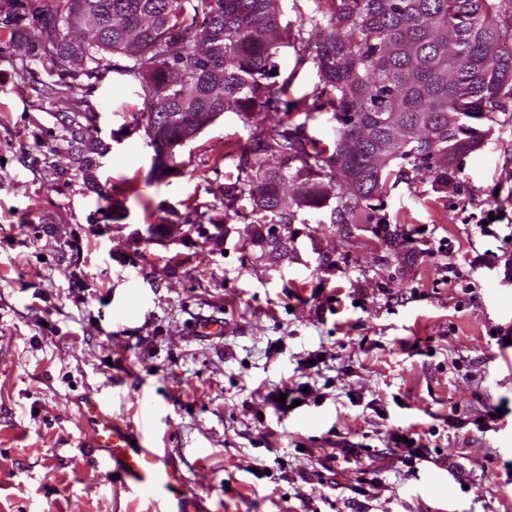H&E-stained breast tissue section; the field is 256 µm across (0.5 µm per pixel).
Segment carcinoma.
I'll return each instance as SVG.
<instances>
[{"label":"carcinoma","mask_w":512,"mask_h":512,"mask_svg":"<svg viewBox=\"0 0 512 512\" xmlns=\"http://www.w3.org/2000/svg\"><path fill=\"white\" fill-rule=\"evenodd\" d=\"M79 0H56L42 19L50 56H82L95 78L118 54L139 78L144 112H263L241 156L246 187L224 207L255 224H293L335 201L331 223L376 217L374 198L391 175L448 181L458 155L480 136L459 117L493 120L512 101V0H327L329 10L282 23L281 0H86L98 17H120L99 47L80 49L59 23ZM463 57L450 60L453 42ZM312 60L313 97L336 121L333 148L309 150L288 129L277 85L282 49ZM398 171L391 170V164Z\"/></svg>","instance_id":"obj_1"}]
</instances>
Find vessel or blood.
Instances as JSON below:
<instances>
[{"mask_svg":"<svg viewBox=\"0 0 512 512\" xmlns=\"http://www.w3.org/2000/svg\"><path fill=\"white\" fill-rule=\"evenodd\" d=\"M79 412L92 430L91 458L124 493L154 503L155 512H209L167 450L149 446L136 424L112 416L89 395L82 396Z\"/></svg>","mask_w":512,"mask_h":512,"instance_id":"vessel-or-blood-1","label":"vessel or blood"}]
</instances>
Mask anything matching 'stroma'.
Segmentation results:
<instances>
[{
	"mask_svg": "<svg viewBox=\"0 0 512 512\" xmlns=\"http://www.w3.org/2000/svg\"><path fill=\"white\" fill-rule=\"evenodd\" d=\"M53 2L0 0V512H148L89 457L82 394L134 423L153 404V443L211 512H512V106L447 185L391 177L373 224L302 213L279 254L224 206L263 113L225 112L152 176L138 80L116 55L99 79L51 60ZM280 64L281 120L330 146L313 63ZM454 262L474 296L446 284ZM208 315L223 335H197ZM301 382L291 413L262 400ZM402 429L427 447L413 473L388 447ZM330 442L367 473L321 471Z\"/></svg>",
	"mask_w": 512,
	"mask_h": 512,
	"instance_id": "1",
	"label": "stroma"
}]
</instances>
